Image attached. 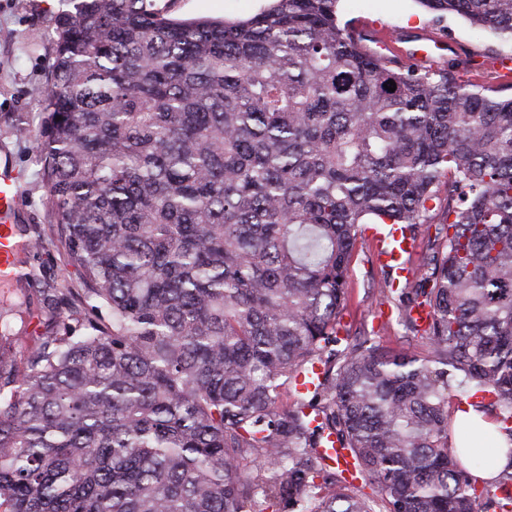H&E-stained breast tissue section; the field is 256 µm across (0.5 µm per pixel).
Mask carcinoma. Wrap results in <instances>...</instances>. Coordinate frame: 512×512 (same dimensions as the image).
Wrapping results in <instances>:
<instances>
[{"instance_id":"obj_1","label":"carcinoma","mask_w":512,"mask_h":512,"mask_svg":"<svg viewBox=\"0 0 512 512\" xmlns=\"http://www.w3.org/2000/svg\"><path fill=\"white\" fill-rule=\"evenodd\" d=\"M67 2L50 224L18 229L80 287L46 283L24 356L0 334V512H512V465L478 485L492 459L455 417L512 438V97L369 54L338 0L234 22ZM420 2L512 41V0ZM442 186L427 261L384 281L425 350L349 342L367 225L416 239Z\"/></svg>"}]
</instances>
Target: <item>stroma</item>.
<instances>
[{
    "label": "stroma",
    "mask_w": 512,
    "mask_h": 512,
    "mask_svg": "<svg viewBox=\"0 0 512 512\" xmlns=\"http://www.w3.org/2000/svg\"><path fill=\"white\" fill-rule=\"evenodd\" d=\"M172 17L246 19L267 5V0H159ZM63 0H0V165H7L21 179V197L17 221L21 224H45L49 221L42 198L45 190L36 162L40 102L48 89V74L54 56L49 39L55 15L64 9ZM340 21L357 27L376 26L413 38L431 30L446 34L472 56L471 66L456 70L471 85H491L495 79L488 63L499 55L512 56V43L505 44L492 31H476L471 22L458 14L436 16L419 0H339ZM24 112L29 118L27 132H16L13 114ZM377 245L363 243L352 262L350 297L339 315L342 328L350 334L370 333L381 346L398 347L395 324L397 311L380 292L386 269L374 262ZM38 293L23 289L16 280L0 279V306L6 318H0V332L15 339L17 353L32 344L38 329L30 313L38 307Z\"/></svg>",
    "instance_id": "35a3bbf8"
}]
</instances>
